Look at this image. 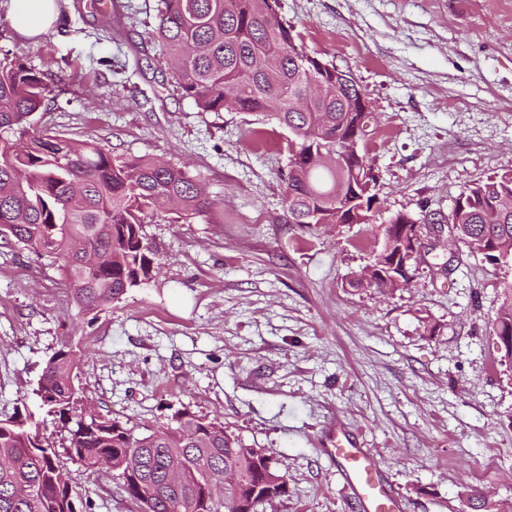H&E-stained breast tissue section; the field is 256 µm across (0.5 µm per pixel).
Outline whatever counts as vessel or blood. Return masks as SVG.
Wrapping results in <instances>:
<instances>
[{
	"mask_svg": "<svg viewBox=\"0 0 512 512\" xmlns=\"http://www.w3.org/2000/svg\"><path fill=\"white\" fill-rule=\"evenodd\" d=\"M327 454L336 463L352 512H405V501L358 437L337 433Z\"/></svg>",
	"mask_w": 512,
	"mask_h": 512,
	"instance_id": "b4317fda",
	"label": "vessel or blood"
}]
</instances>
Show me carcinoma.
Masks as SVG:
<instances>
[{
    "mask_svg": "<svg viewBox=\"0 0 512 512\" xmlns=\"http://www.w3.org/2000/svg\"><path fill=\"white\" fill-rule=\"evenodd\" d=\"M279 0H161L151 37L173 66L175 90L201 112H262L291 134L283 201L294 224H339V206L351 201L325 158L347 155L356 119L357 91L323 77L317 97L297 109L312 80L306 51L278 13ZM49 87L18 57L0 58V241L49 256L72 287L81 311L101 310L150 277V246L143 225L172 203L185 223L207 213L213 200L197 176L146 156L128 159L98 142H76L35 126ZM376 197L354 204L357 223L375 224ZM448 231L471 251L512 263V173L475 183L457 199ZM366 265L352 288L380 287ZM504 357L512 360V284L502 289L494 323ZM78 360L59 349L40 383L48 413L69 426L68 456L87 468L106 461L141 512H196L205 472L226 475L224 500L205 512H258L286 490L278 462L224 429L218 418L186 410L165 428L137 433L116 418L86 417L74 384ZM26 422L0 420V512H79L53 448L34 445Z\"/></svg>",
    "mask_w": 512,
    "mask_h": 512,
    "instance_id": "obj_1",
    "label": "carcinoma"
}]
</instances>
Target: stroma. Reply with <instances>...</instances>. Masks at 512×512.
I'll return each mask as SVG.
<instances>
[{
  "label": "stroma",
  "mask_w": 512,
  "mask_h": 512,
  "mask_svg": "<svg viewBox=\"0 0 512 512\" xmlns=\"http://www.w3.org/2000/svg\"><path fill=\"white\" fill-rule=\"evenodd\" d=\"M59 0L26 38L0 0V56L53 86L41 126L202 177L215 201L144 232L151 278L81 313L48 258L0 246V420H34L87 512H138L112 472L72 462L33 394L62 346L83 400L136 431L175 411L220 418L287 475L259 512H350L325 454L361 434L406 512H471V489L512 507V361L492 323L512 265L423 238L408 287L352 288L380 240L363 224L289 223L285 128L258 112H201L169 84L148 37L158 0ZM306 52L350 72L372 114L366 151L381 223L447 220L476 182L512 172V0H279ZM125 83L124 98L112 95Z\"/></svg>",
  "instance_id": "35a3bbf8"
}]
</instances>
